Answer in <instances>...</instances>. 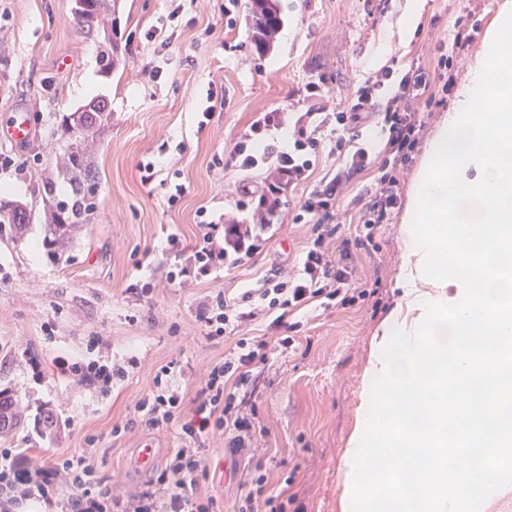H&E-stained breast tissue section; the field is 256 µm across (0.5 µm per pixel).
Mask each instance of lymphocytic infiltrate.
<instances>
[{
	"mask_svg": "<svg viewBox=\"0 0 512 512\" xmlns=\"http://www.w3.org/2000/svg\"><path fill=\"white\" fill-rule=\"evenodd\" d=\"M473 42L466 22H458L439 54L429 64L412 63L395 70L380 68L369 73L344 99L333 96L326 77L309 82L304 100L306 111L288 133L287 149L269 144L272 131L283 128L285 116L278 111L258 113L235 143L230 160L241 171L274 167L277 179L266 183L258 197V207L267 206L280 196L284 186L311 183L312 188L295 207L292 221L313 227L315 239L301 256L297 271L288 280H270L259 298L274 328H288L273 345L281 351L296 346L300 322L295 312L312 304L323 308L354 306L368 297L364 287L361 250L362 238L344 237L347 224H358L367 231L391 223L401 203L405 170L414 158L422 139L427 113L444 106L456 82L462 57ZM333 128L334 145H326L322 132ZM378 128L385 145L372 151L360 142L363 128ZM336 157V166L319 181L311 176L323 153ZM369 175L372 187L362 195H352L351 186L358 176ZM335 240V250L324 249L325 240ZM259 234L247 224H228L223 241L205 234L195 253L199 272H207L216 261L239 263L258 250ZM250 294L241 302L228 303L217 298L199 313L205 327L215 334L234 336L235 345L222 362L217 363L209 379L197 393L192 417L182 423L184 447L175 449L159 476L163 492L144 491L129 501L102 487L87 457L64 455L34 464L11 450L0 451V512L35 501L50 512H211V503L196 496L194 488L201 469L203 435L223 428L227 452L236 457L245 454L256 432L252 417L237 401L240 388L251 380L254 366L266 359L270 343L239 335V328L255 317L248 310ZM184 396L171 383L170 368H161L153 381V391L141 400L137 410L145 425L156 428L177 420ZM237 485L233 512H284L287 488L273 490L270 472L259 461L249 462L240 471H232ZM69 488L66 502H59L60 488Z\"/></svg>",
	"mask_w": 512,
	"mask_h": 512,
	"instance_id": "f902f5d3",
	"label": "lymphocytic infiltrate"
}]
</instances>
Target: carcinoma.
Listing matches in <instances>:
<instances>
[{"mask_svg": "<svg viewBox=\"0 0 512 512\" xmlns=\"http://www.w3.org/2000/svg\"><path fill=\"white\" fill-rule=\"evenodd\" d=\"M250 43L259 55L269 52L278 42L284 27L282 0H247ZM119 0H76L74 23L80 34L98 43L97 57L106 71L114 70L126 48L118 40ZM111 117L108 100L91 98L66 115L59 140L62 152L56 160V174L41 177V201L45 244L54 257L65 254L72 246L78 225L97 209L100 178L91 146L106 130ZM68 182L71 195L57 193L55 178ZM33 220L28 206L0 199V224L10 225L21 238ZM23 426L17 402L7 389L0 390V434L9 436Z\"/></svg>", "mask_w": 512, "mask_h": 512, "instance_id": "cac0c4a2", "label": "carcinoma"}]
</instances>
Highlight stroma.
I'll use <instances>...</instances> for the list:
<instances>
[{
    "mask_svg": "<svg viewBox=\"0 0 512 512\" xmlns=\"http://www.w3.org/2000/svg\"><path fill=\"white\" fill-rule=\"evenodd\" d=\"M502 0H424L411 37L399 35L405 0H390L379 13L374 0H283L287 21L274 49L256 54L245 24L224 23V0H120L117 28L125 60L104 72L92 40L73 22L74 0H0V126L18 108L28 110L32 136L23 145L0 142V154L15 165L0 170V199L31 205L37 215L23 238L0 224V389L9 388L25 414L24 429L4 438L0 449L48 459L88 457L98 478L125 499L135 500L156 481L174 448L179 423L149 429L135 406L153 389L161 367H171L185 400H193L213 366L233 346L211 335L199 312L223 297L240 301L267 279H287L314 239L308 224L288 221L290 205L304 188L287 193L263 232L258 252L233 268L216 264L208 275L194 269V248L206 230L207 211L222 239L226 224H252L255 208L236 207L260 194L269 170L229 167L230 151L260 112L280 111L294 120L308 82L326 76L336 97L384 66L429 62L441 40L463 17L478 28L475 43L456 75L465 82L482 50ZM179 17L158 38L150 33L170 11ZM160 79L139 78L147 59ZM221 85L224 105L204 115L209 82ZM95 96L106 97L111 121L96 150L102 178L97 210L88 219L65 262L44 244L42 204L36 195L42 170L58 149L63 115ZM154 166L151 183L139 167ZM186 193L169 204L172 183ZM402 212L375 234L362 265L377 292L356 305L307 309L291 353L271 350L257 365L247 393L262 433L251 456L294 493L286 512H340L342 466L357 421L364 368L378 328L400 298L397 286L403 239ZM82 366L123 367L108 389L81 383L60 360ZM51 410L57 422L42 436L39 421ZM125 424L113 435L114 424ZM152 444L151 466L138 452ZM196 492L214 499L215 512H231L236 485L228 477L224 432L206 438Z\"/></svg>",
    "mask_w": 512,
    "mask_h": 512,
    "instance_id": "1",
    "label": "stroma"
}]
</instances>
